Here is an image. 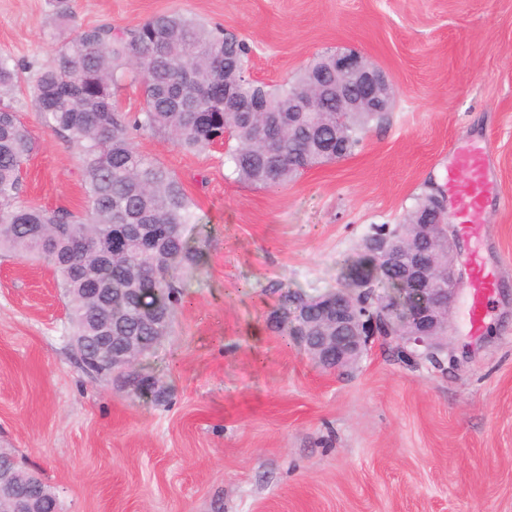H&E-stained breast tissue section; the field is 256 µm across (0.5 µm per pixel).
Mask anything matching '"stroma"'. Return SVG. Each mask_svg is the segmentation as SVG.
I'll return each instance as SVG.
<instances>
[{"label": "stroma", "instance_id": "obj_1", "mask_svg": "<svg viewBox=\"0 0 512 512\" xmlns=\"http://www.w3.org/2000/svg\"><path fill=\"white\" fill-rule=\"evenodd\" d=\"M0 0V57L21 66L4 102L38 145L24 168L35 206L85 214L77 149L47 127L29 79L64 37L130 29L177 11L250 48L269 85L315 54L356 51L390 75L395 102L345 160L277 189L238 182L224 151L138 133L181 180L197 222V271L173 333L139 365L156 393L86 372L44 261L0 256V448L37 473L61 512H512V0ZM484 148L494 195L484 235L460 239L498 279L480 334L466 290L451 306L454 361L377 336L333 373L270 327L283 289L338 287L374 224L446 194L459 150Z\"/></svg>", "mask_w": 512, "mask_h": 512}]
</instances>
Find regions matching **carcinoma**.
<instances>
[{"label":"carcinoma","instance_id":"obj_1","mask_svg":"<svg viewBox=\"0 0 512 512\" xmlns=\"http://www.w3.org/2000/svg\"><path fill=\"white\" fill-rule=\"evenodd\" d=\"M57 27L73 19L70 0H54ZM248 46L219 28H207L180 13L157 14L137 27L80 29L58 47L35 75L33 101L46 125L79 151L88 210L82 218L50 212L23 199L22 171L37 145L17 113L0 102V251L43 258L53 266L68 301L70 335L85 336L90 357L104 375L117 374L141 390L145 377L112 365L96 340L101 296L112 297L111 317L124 333L139 336L152 354L170 335L183 279L193 273L201 251L190 247L186 227L196 223L181 180L141 154L139 132L168 136L186 151L224 144L241 182L274 189L305 172L304 162L336 158V102L320 112L288 111V94L304 73L275 88L250 80ZM18 66L0 58V97L12 92ZM138 85L143 104L134 113L117 106L125 79ZM264 102L266 112L241 106ZM377 117L346 115L348 153L361 144ZM279 136L275 149L268 137ZM119 288H137L128 297ZM169 315L162 332L140 318L141 308ZM0 471L16 485L40 495L31 474L11 462Z\"/></svg>","mask_w":512,"mask_h":512}]
</instances>
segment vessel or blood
I'll return each instance as SVG.
<instances>
[{"label":"vessel or blood","mask_w":512,"mask_h":512,"mask_svg":"<svg viewBox=\"0 0 512 512\" xmlns=\"http://www.w3.org/2000/svg\"><path fill=\"white\" fill-rule=\"evenodd\" d=\"M457 165L466 176L461 180L450 179L449 191L460 220L459 230L464 237L478 238L482 235L481 215L492 187L485 153L479 148L459 153ZM467 287L468 325L471 332L477 334L483 329L496 292V275L480 257L472 259V274Z\"/></svg>","instance_id":"obj_1"}]
</instances>
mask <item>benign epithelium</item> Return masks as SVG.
<instances>
[{"label": "benign epithelium", "instance_id": "obj_1", "mask_svg": "<svg viewBox=\"0 0 512 512\" xmlns=\"http://www.w3.org/2000/svg\"><path fill=\"white\" fill-rule=\"evenodd\" d=\"M326 72L310 75L306 83L291 95L290 112H316V103L330 98L338 112L389 111L392 81L367 58L356 53H337ZM453 250L450 238L421 241L411 234L371 235L362 242L364 265L354 274L352 285L340 286L325 297V304L311 307L308 298L299 295L289 300V310L281 311L275 323L296 331L294 341L315 361L329 370L343 371L362 358L369 338L394 336L404 348L421 357L443 354L452 349L449 336L451 302L463 283L456 261L446 266L430 262L427 254ZM413 285L421 300L406 319L395 324L364 320L355 300L369 296L377 300L383 313L409 307L401 283ZM112 347V361L125 368L140 358V341L135 336L102 337ZM0 512H39L33 500L20 496L15 485L0 484Z\"/></svg>", "mask_w": 512, "mask_h": 512}]
</instances>
